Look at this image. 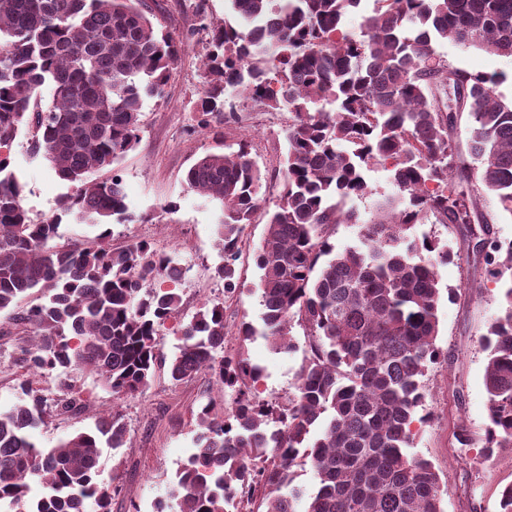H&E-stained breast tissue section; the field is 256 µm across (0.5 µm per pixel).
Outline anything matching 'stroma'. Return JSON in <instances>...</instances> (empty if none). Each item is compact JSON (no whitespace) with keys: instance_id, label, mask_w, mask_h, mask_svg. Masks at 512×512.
<instances>
[{"instance_id":"obj_1","label":"stroma","mask_w":512,"mask_h":512,"mask_svg":"<svg viewBox=\"0 0 512 512\" xmlns=\"http://www.w3.org/2000/svg\"><path fill=\"white\" fill-rule=\"evenodd\" d=\"M156 27L181 40L182 51L162 98L144 103L140 142L114 166L127 193L130 211L147 213L148 224H110L113 249L146 241L167 254L186 270L178 286L183 317H192L203 305L220 303L228 326L225 351L242 353L262 370L258 390L268 400H284L295 391L302 352L273 351L264 337L240 342L241 322L260 324L262 306L257 284L261 272L254 250L266 230L270 212L280 191L279 169L286 153L283 130L288 111H270L246 96L226 102V111L236 121L224 127L226 142L248 140L251 153L267 173L263 201L243 235L242 253L236 263L239 289L225 298L224 283L214 275L220 261L217 224L221 216L218 201L200 197L189 189L186 175L205 154L215 151L210 135L196 131L195 108L203 85L202 60L209 49L206 31L197 27L196 4H203L208 17L220 21L230 17L229 0H146ZM436 51L449 71L468 74L501 73L505 79L498 91L512 98V59L476 47L452 42L437 43ZM11 168L25 185L23 206L31 214L60 216L63 239L86 240L98 236L97 224H84L70 214H60L59 200L75 193L74 185L58 180L50 163L31 157L28 135L19 132L10 148ZM173 212H165V205ZM417 234L439 239L453 251L454 258L441 267L442 287L455 289L457 298L442 302L439 309L437 344L443 361L432 367L426 378L430 414L416 436L417 449L438 469L445 512H498L500 490L512 484V448H501L483 458L479 448L459 447L453 437L457 421H465L474 434H481L487 422L488 397L483 375L487 354L480 343L486 323L498 313L500 289L487 280L482 254L476 253L465 229L428 218L417 225ZM180 335L177 322H168L160 338L163 363L157 364L149 385L136 398L113 395L100 377L91 371H73L72 376L88 397L85 408L48 417L34 430L40 446L49 448L78 431L94 428L99 413H120L128 428L125 448H103L101 481H115L118 493L112 498V512H153L157 500L168 498L177 475L194 452V414L208 400L229 405L230 399L203 373L180 384H172L166 358L172 357ZM30 345L29 326L16 323L0 313V410L18 403L20 384L27 373L19 359Z\"/></svg>"}]
</instances>
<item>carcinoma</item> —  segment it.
I'll return each instance as SVG.
<instances>
[{
  "instance_id": "carcinoma-1",
  "label": "carcinoma",
  "mask_w": 512,
  "mask_h": 512,
  "mask_svg": "<svg viewBox=\"0 0 512 512\" xmlns=\"http://www.w3.org/2000/svg\"><path fill=\"white\" fill-rule=\"evenodd\" d=\"M229 2L233 22L196 7L210 35L197 127L221 143L234 118L224 94L238 86L290 113L281 191L254 252L262 325L244 321L238 336L260 334L291 353L299 325L306 341L296 392L281 403L260 397L259 367L224 354V305L206 304L181 326L171 381L209 371L232 403L220 411L210 400L197 411L196 452L171 497L178 512H242L256 495L263 512H445L415 424L428 420L418 415L424 378L441 357L439 306L456 297L439 275L453 253L414 227L430 215L474 223L448 134L457 103L468 112L476 179L512 215V101L496 92L502 75L450 72L435 45L512 58V0H374L357 38L342 21L362 0ZM180 52L144 0H0V149L25 126L30 153L77 185L59 201L62 212L92 224L145 220L128 212L118 176L93 175L137 146L144 100L162 96ZM373 165L390 167L395 193L363 219L347 203L371 193ZM264 179L243 139L187 172L189 188L222 207L215 276L226 299L237 291L235 263ZM23 188L0 154V313L17 310L32 329L21 362L33 375L89 369L113 394L137 396L159 359L160 328L180 316L181 267L145 242L114 250L105 233L62 243L58 218L36 220L22 206ZM340 224L358 226L357 243L337 252L330 238ZM474 235L504 298L481 335L488 423L480 441L490 457L512 447V242L493 237L489 224ZM31 295L38 303L19 310ZM21 393L0 412V504L111 512L118 487L99 480L100 443L126 445L121 416L102 412L93 431L44 450L28 430L86 399L73 380L52 401L28 380ZM306 468L309 489L294 484Z\"/></svg>"
}]
</instances>
